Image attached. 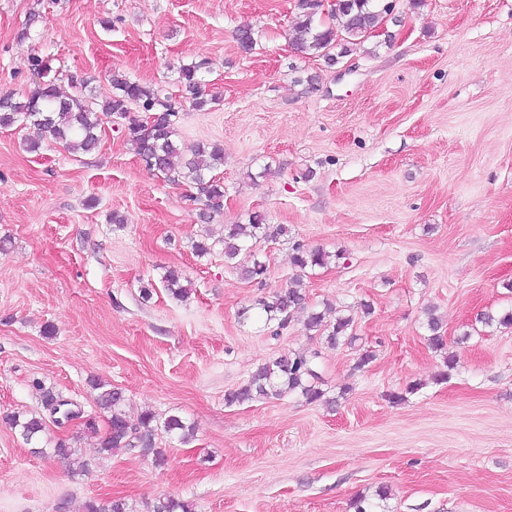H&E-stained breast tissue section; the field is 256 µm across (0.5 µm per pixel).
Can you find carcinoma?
Segmentation results:
<instances>
[{"mask_svg": "<svg viewBox=\"0 0 512 512\" xmlns=\"http://www.w3.org/2000/svg\"><path fill=\"white\" fill-rule=\"evenodd\" d=\"M388 0H338L328 13V21L321 20L322 12L316 0H296L294 28L297 36L294 50L297 54L309 57H322L334 64L337 55L335 48L346 54L350 47L367 40L384 16L390 14ZM239 47L246 53L253 50L256 40L254 29L243 25L236 31ZM207 62L199 60L183 64L178 70V83L181 98L196 109L201 110L211 103L204 91L203 70ZM32 69L38 76L37 87L21 100L11 95L0 96V127H10L18 122L37 131L38 139L28 143V149L37 151L45 139L66 145L75 152L89 153L99 143L97 134L102 117L127 120L125 137L127 144L144 167L164 175L171 182L187 181L196 189L193 200L201 205L200 219L206 221L224 210V183L216 179L212 172L224 165V152L216 144L211 146L196 144L190 148L181 147L175 140L176 124L180 105L164 89L132 81L120 73L112 74L113 95L95 108L77 95L60 91L57 78L50 76L47 62L35 57ZM136 105L145 114L137 119L129 115L130 106ZM154 116L148 121L146 116ZM269 227L260 214H253L246 224H229L224 227V259L231 262L243 250L248 240L268 236ZM331 255L321 249H308L302 244L295 245L294 265L299 269L291 285L272 296L258 301L259 308L266 315V321L277 322L282 328L288 324L292 314L305 309L306 295L302 273L316 267H324ZM268 267L256 258L248 265L240 267L242 278L261 282L266 278ZM164 287L178 300L189 298L191 288L184 285L182 276L174 269L165 271L162 276ZM480 322L488 328L512 329V308L488 311L480 317ZM426 324L431 336L429 345L435 351L446 349L442 336L441 321L434 310L426 312ZM310 331H317L332 347L352 343L353 318L338 315L334 320L327 318V311L311 310L305 319ZM318 353L303 354L288 352L259 367L249 380L225 394L228 405H240L260 399L279 398L286 393H298L306 401L336 403V399L325 397L319 386L320 376L316 370ZM98 391L97 405L106 417L104 432H99L95 418L85 419L83 427L89 433L99 436L98 453L110 455L118 448L137 449L145 455L155 457L157 463L164 462L163 452L155 447L157 431L180 434L186 441L192 435L193 427L188 426L177 416L167 417L163 425L152 414H144L137 423L128 420L123 392L101 381L93 383ZM6 423L28 444L38 442L46 430V421L40 415H11ZM83 512H130L129 505L121 499H114L101 507L93 501L85 503ZM149 512H192V506L173 498L159 499Z\"/></svg>", "mask_w": 512, "mask_h": 512, "instance_id": "1", "label": "carcinoma"}]
</instances>
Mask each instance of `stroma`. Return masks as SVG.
Instances as JSON below:
<instances>
[{
    "mask_svg": "<svg viewBox=\"0 0 512 512\" xmlns=\"http://www.w3.org/2000/svg\"><path fill=\"white\" fill-rule=\"evenodd\" d=\"M294 14L295 0H0V95L33 89L36 55L96 103L116 72L177 93L178 67L203 59L216 101L183 106L176 140L224 150V209L204 221L193 187L144 169L111 119L88 154L31 152L33 129L0 128V512L118 498L149 512L163 497L193 512H351L382 487L381 512H512V330L478 322L512 307V0H396L332 66L295 53ZM254 213L288 230L241 254L266 261L260 283L221 245ZM205 235L216 245L201 258ZM297 243L331 253L304 279L307 305L352 316L354 344L329 346L301 313L266 325L256 302L295 277ZM170 268L187 300L165 290ZM429 308L458 360L442 382ZM365 348L376 358L360 368ZM289 351L318 353L335 407L225 403ZM97 380L122 390L131 421L175 415L193 437L158 433L159 465L135 449L99 457L81 423L49 426L81 471L3 422L46 414L48 393L100 417Z\"/></svg>",
    "mask_w": 512,
    "mask_h": 512,
    "instance_id": "stroma-1",
    "label": "stroma"
}]
</instances>
